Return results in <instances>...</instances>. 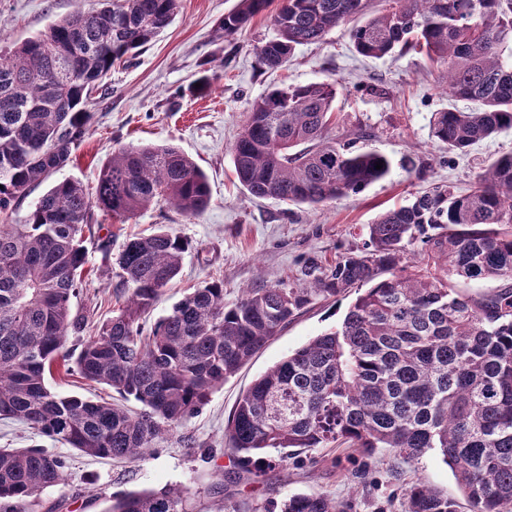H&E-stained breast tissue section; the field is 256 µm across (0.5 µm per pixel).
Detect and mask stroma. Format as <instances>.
I'll return each instance as SVG.
<instances>
[{
	"instance_id": "1",
	"label": "stroma",
	"mask_w": 512,
	"mask_h": 512,
	"mask_svg": "<svg viewBox=\"0 0 512 512\" xmlns=\"http://www.w3.org/2000/svg\"><path fill=\"white\" fill-rule=\"evenodd\" d=\"M236 3L179 0L171 25L102 79L88 105L92 117L84 141L72 160L11 213L10 223H23L32 200L56 181L71 178L94 185L113 150L129 143L175 146L207 175L210 204L196 217L157 205L117 224L94 211L85 243L91 273L72 301L74 313L102 320L117 308L113 255L127 236L164 229L189 243L180 275L144 316L151 324L187 289L214 281L223 282L228 301L245 288L302 284L311 263L326 267L340 255L360 252L369 224L385 210L407 204L436 183L467 190L483 167L512 152V130L463 155L436 142L430 133L433 112L474 110L477 102L448 96L437 70L418 54L360 56L349 26L298 47L285 66L269 69L255 53L256 46L275 35L269 14L255 17L231 37L220 29ZM97 6L98 0H0V52L46 33L56 20ZM336 80L343 89L329 137L343 141L365 131L362 147L385 154L389 174L356 195L317 208L253 197L238 182L232 156L253 101L281 83ZM106 240L112 243L108 258L100 249ZM349 303L346 296L316 303L214 392L199 414L157 439L138 460L91 458L9 419L0 420V448L40 446L66 457L62 481L40 494L43 506L58 512H106L113 496L160 488L183 490L191 512H216L224 500L244 504L246 512H267L270 501L294 493L349 501L353 512H403L404 488L416 480L460 498L451 470L432 452L407 465L387 454L368 460L350 448H318L253 480L240 478L225 453L224 428L241 393L289 353L336 326Z\"/></svg>"
}]
</instances>
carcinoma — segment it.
Returning <instances> with one entry per match:
<instances>
[{"label":"carcinoma","instance_id":"cac0c4a2","mask_svg":"<svg viewBox=\"0 0 512 512\" xmlns=\"http://www.w3.org/2000/svg\"><path fill=\"white\" fill-rule=\"evenodd\" d=\"M93 13L0 54V419L25 423L86 456L126 460L188 420L212 393L316 300L357 295L336 327L256 378L224 437L237 469L257 478L303 452L348 445L407 463L429 451L454 473L467 510L419 481L403 512H504L512 505V153L458 193L436 186L368 226L359 254L340 256L310 285L194 288L145 327L144 315L178 277L189 243L166 230L125 239L117 257L123 301L81 343L72 299L89 276L84 229L97 208L125 224L153 205L194 217L210 203L205 173L168 145H123L87 187L64 179L8 223L32 187L82 143L86 104L112 67L152 42L177 0H99ZM286 0L276 36L257 54L271 69L346 20L367 58L420 50L442 68L448 95L476 111L433 113L431 136L457 153L512 130V0ZM271 0H238L221 29L232 36ZM338 82L282 84L255 100L233 145L239 183L258 198L318 207L382 180L390 161L357 147L363 132L328 137ZM381 169H376L377 163ZM419 260H414L415 256ZM496 288L470 294L460 281ZM105 385L117 401L63 396L53 372ZM133 400L135 411L126 406ZM64 457L0 448V512H39ZM106 512H187L174 489L127 494ZM276 512H347L324 494H294Z\"/></svg>","mask_w":512,"mask_h":512}]
</instances>
